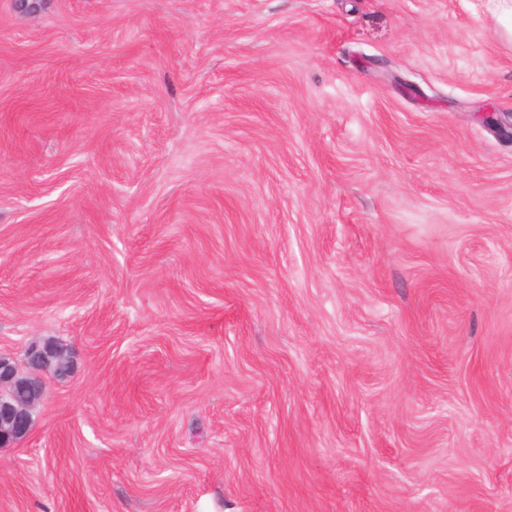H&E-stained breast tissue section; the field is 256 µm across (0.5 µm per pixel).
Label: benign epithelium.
Returning <instances> with one entry per match:
<instances>
[{"instance_id":"7a95c632","label":"benign epithelium","mask_w":512,"mask_h":512,"mask_svg":"<svg viewBox=\"0 0 512 512\" xmlns=\"http://www.w3.org/2000/svg\"><path fill=\"white\" fill-rule=\"evenodd\" d=\"M66 351L52 341L27 348L26 359L42 356L55 359ZM43 397L42 386L33 378L20 375L16 359L0 353V446L24 439L32 427V412Z\"/></svg>"}]
</instances>
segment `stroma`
Here are the masks:
<instances>
[{
  "label": "stroma",
  "instance_id": "obj_1",
  "mask_svg": "<svg viewBox=\"0 0 512 512\" xmlns=\"http://www.w3.org/2000/svg\"><path fill=\"white\" fill-rule=\"evenodd\" d=\"M503 112L490 0H0V512H512ZM24 390L23 397L16 392ZM42 386L20 375L16 359L0 353V446L24 439L32 427V412L43 397Z\"/></svg>",
  "mask_w": 512,
  "mask_h": 512
}]
</instances>
